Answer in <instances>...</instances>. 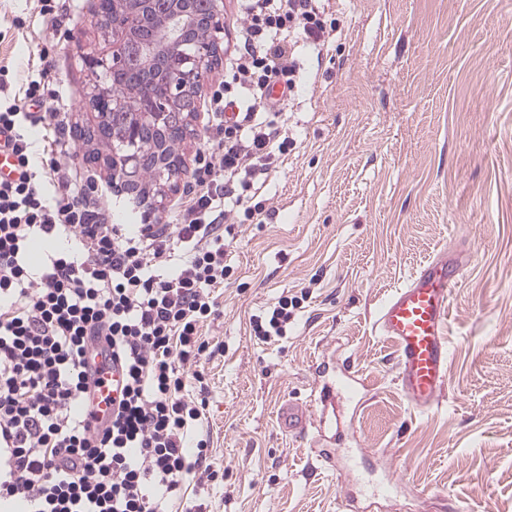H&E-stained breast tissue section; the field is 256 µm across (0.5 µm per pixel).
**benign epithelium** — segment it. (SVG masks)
<instances>
[{
    "instance_id": "7a95c632",
    "label": "benign epithelium",
    "mask_w": 512,
    "mask_h": 512,
    "mask_svg": "<svg viewBox=\"0 0 512 512\" xmlns=\"http://www.w3.org/2000/svg\"><path fill=\"white\" fill-rule=\"evenodd\" d=\"M205 3L206 11L189 17L183 0H112V10L103 18V0H94L93 16L105 50L82 54L93 74L125 69L154 55L159 46L182 59L175 74L167 76L164 95L152 102L135 94L114 95L101 83L93 84L82 100V109L94 119L93 138L110 144L107 168L117 186L132 192L141 189L143 166L151 160V151L137 143L143 125L158 132L166 149V160L154 176L156 195L163 196L186 172L185 159L172 151L171 135L176 128L183 140L197 135L193 120L200 111L202 87L224 43V0ZM199 23L204 36L191 35L190 28ZM116 115L126 118L118 150L113 147Z\"/></svg>"
}]
</instances>
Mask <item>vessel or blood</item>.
<instances>
[{
  "label": "vessel or blood",
  "mask_w": 512,
  "mask_h": 512,
  "mask_svg": "<svg viewBox=\"0 0 512 512\" xmlns=\"http://www.w3.org/2000/svg\"><path fill=\"white\" fill-rule=\"evenodd\" d=\"M455 259L453 251L438 253L395 289L376 315L377 329L395 348L400 390L408 404L422 413L439 402L447 387L449 313L455 287L448 265ZM91 364L103 380L94 399L101 407H108L122 384L121 372L98 355L93 356ZM367 392L361 379L349 371L340 379H325L314 403V417H307L301 407L289 405L285 412L288 429L300 431L307 423H314L319 434L329 435L332 441L331 448L320 450L319 457L333 461V449L353 438L351 421L342 410L347 405L359 408Z\"/></svg>",
  "instance_id": "obj_1"
}]
</instances>
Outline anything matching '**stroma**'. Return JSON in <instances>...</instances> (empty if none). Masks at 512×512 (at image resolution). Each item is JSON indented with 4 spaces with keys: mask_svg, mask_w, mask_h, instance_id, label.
<instances>
[{
    "mask_svg": "<svg viewBox=\"0 0 512 512\" xmlns=\"http://www.w3.org/2000/svg\"><path fill=\"white\" fill-rule=\"evenodd\" d=\"M54 27L37 0H0V99L22 98L50 66L71 126L95 76L69 35L97 48L90 0H60ZM337 34L305 49L285 108L294 140L259 196V222L235 228L233 276L203 328L208 405L199 424L224 480L186 496L202 512H340L349 487L391 484L426 512H512V0H326ZM57 41L50 62L41 45ZM113 193L120 224L166 220ZM460 264L449 324L447 391L430 412L403 398L380 302L442 249ZM309 291L287 336L264 341L250 318ZM347 359L370 396L355 419L349 473L318 460L316 432H288L283 405L308 406L314 369Z\"/></svg>",
    "mask_w": 512,
    "mask_h": 512,
    "instance_id": "stroma-1",
    "label": "stroma"
}]
</instances>
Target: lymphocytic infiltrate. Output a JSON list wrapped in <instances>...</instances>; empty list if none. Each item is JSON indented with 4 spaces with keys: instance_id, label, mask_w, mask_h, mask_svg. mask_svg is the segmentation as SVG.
<instances>
[{
    "instance_id": "f902f5d3",
    "label": "lymphocytic infiltrate",
    "mask_w": 512,
    "mask_h": 512,
    "mask_svg": "<svg viewBox=\"0 0 512 512\" xmlns=\"http://www.w3.org/2000/svg\"><path fill=\"white\" fill-rule=\"evenodd\" d=\"M238 15L229 77L211 92L204 146L169 230L126 233L112 221L108 187L63 167L69 122L50 69L27 77L23 104L0 106V134L18 160L17 178L0 180V506L169 512L188 476L217 477L195 433L207 403L188 381L202 377V328L234 273L225 218L262 215L250 178L290 145L270 89L291 91L299 45L319 49L331 36L321 0H238ZM38 124L39 145L27 134ZM44 238L58 245L32 265L30 247ZM302 302L280 296L253 318L255 335H286ZM98 338L125 385L96 425L85 356Z\"/></svg>"
}]
</instances>
